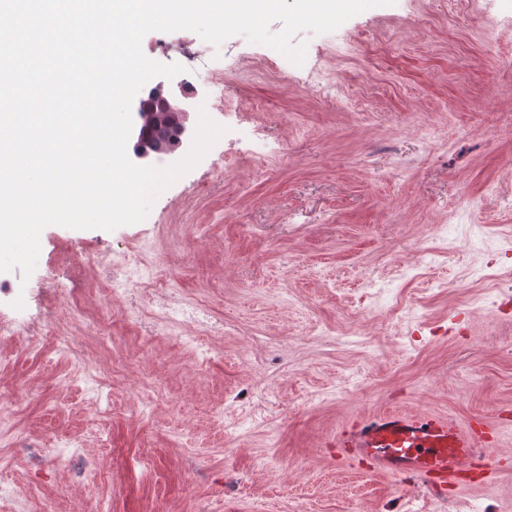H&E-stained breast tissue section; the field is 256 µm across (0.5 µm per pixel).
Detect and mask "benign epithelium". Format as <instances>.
<instances>
[{"label": "benign epithelium", "mask_w": 512, "mask_h": 512, "mask_svg": "<svg viewBox=\"0 0 512 512\" xmlns=\"http://www.w3.org/2000/svg\"><path fill=\"white\" fill-rule=\"evenodd\" d=\"M191 99L182 82L164 78L155 84L148 98L137 103L130 134L137 164H149L155 154L174 156L192 141Z\"/></svg>", "instance_id": "1"}]
</instances>
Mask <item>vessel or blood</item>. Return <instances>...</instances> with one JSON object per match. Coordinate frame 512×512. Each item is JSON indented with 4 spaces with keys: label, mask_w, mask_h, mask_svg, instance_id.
<instances>
[{
    "label": "vessel or blood",
    "mask_w": 512,
    "mask_h": 512,
    "mask_svg": "<svg viewBox=\"0 0 512 512\" xmlns=\"http://www.w3.org/2000/svg\"><path fill=\"white\" fill-rule=\"evenodd\" d=\"M336 445L344 458H368L377 473H411L434 488L464 481L466 473L485 464L478 435L442 415L362 417L337 432Z\"/></svg>",
    "instance_id": "vessel-or-blood-1"
}]
</instances>
